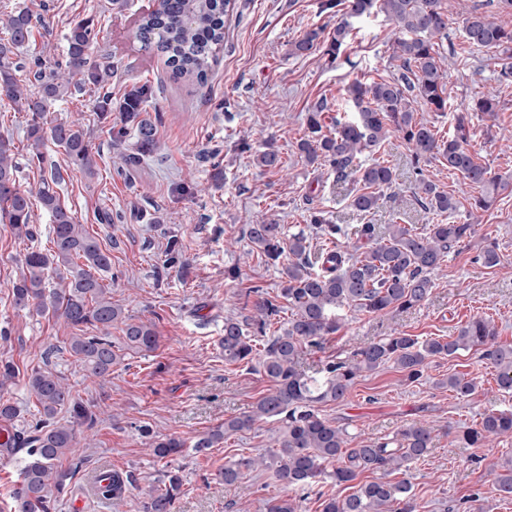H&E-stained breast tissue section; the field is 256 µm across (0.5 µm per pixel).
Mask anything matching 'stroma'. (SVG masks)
I'll use <instances>...</instances> for the list:
<instances>
[{"label":"stroma","instance_id":"stroma-1","mask_svg":"<svg viewBox=\"0 0 512 512\" xmlns=\"http://www.w3.org/2000/svg\"><path fill=\"white\" fill-rule=\"evenodd\" d=\"M44 1L47 28L36 32L34 48L46 66L62 60L69 23L90 17L98 32L94 54L112 67L113 104H120L136 84L147 82L157 90V108L145 114L155 127V142L137 171H128L123 163L126 154L135 152L136 138L131 133L119 136L122 113L102 114L86 90L58 102L48 117L80 120L97 153L96 176L89 179L68 167L61 148L50 144L45 150L46 166L63 173L56 187L61 202L112 255V273L103 284L113 303L132 320L153 323L159 336L155 351L125 349L120 327H113L120 359L109 375L90 376L68 351L70 328L16 307L12 288L21 275L27 243L0 221V329L8 332L0 338V358L19 368L6 393L20 409L21 422L33 421L36 399L26 376L48 363L98 418L94 429L77 427L74 453L62 463L75 475L50 512H143L167 466L140 434L145 424L186 444L182 455L168 464L182 481L174 512H267L270 500L290 494L270 471L247 473L231 486L220 473L239 456L273 450L275 424L259 422L215 447L194 448L197 439L226 417L251 411L269 387L260 367L225 363L219 346L225 316L242 310L244 288L258 285L274 293L281 286L278 268L259 263L245 228L260 214L295 232L308 227L316 209L335 224L359 223L348 206L351 184L336 183L325 167L305 163L297 143L307 133L306 115L316 103L349 111L345 89L353 79L398 74L395 29L380 14L354 21L341 61L331 64L316 52L304 57L288 53L290 42L308 28L332 32L336 19L321 10V0H236L219 62L207 83L198 85L173 78L163 57L140 41L137 19L155 7V0H127L121 12L109 0ZM447 6L449 108L424 111L420 117L444 134L475 97L496 94V120L473 117L470 145L508 187L487 211L474 213V188L438 163L429 164L427 171L441 189L461 202L455 222L474 224L471 245L449 255L421 306L396 316L348 311L321 351L304 354V365L395 332L421 339L446 336L480 316L493 320L499 341L512 344V147L504 145L505 138H512V83L498 82L493 60L465 42L459 0H447ZM28 119L20 105L0 98V137L15 147L25 189L38 187L41 179L39 169L27 164ZM268 147L286 160L283 172L256 165L255 152ZM378 156L397 169L399 179L394 190L383 193L373 223H391L398 212L404 223L419 228L432 223V214L413 198L411 156L401 135L391 134ZM174 237L182 262L172 267L168 247ZM490 242L497 244L505 268L473 263L477 247ZM234 265L241 276L233 282L224 271ZM454 372L476 381L472 397L463 400L436 387L438 378ZM510 408L512 393L499 389L495 369L480 352L470 350L453 359H431L415 382L406 381L393 366L381 367L358 378L343 403L320 405L319 412L348 423L361 442L394 434L413 422L438 429L428 454L405 473L417 512H448L454 505L465 512H512V497L501 495L493 473L512 457V436L476 448L460 447L454 436L460 427L477 425L485 413ZM107 464L134 479L116 505L93 497L88 488L91 475ZM78 501L83 504L79 510L74 507Z\"/></svg>","mask_w":512,"mask_h":512}]
</instances>
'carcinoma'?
Masks as SVG:
<instances>
[{
    "label": "carcinoma",
    "mask_w": 512,
    "mask_h": 512,
    "mask_svg": "<svg viewBox=\"0 0 512 512\" xmlns=\"http://www.w3.org/2000/svg\"><path fill=\"white\" fill-rule=\"evenodd\" d=\"M496 18L480 8L471 9L464 19V35L470 46L490 55L497 66L500 82L512 81V0H491ZM322 7L334 9L336 27L329 36L321 27L305 30L290 43L289 54L308 56L322 51L330 62L338 60L341 48L353 30L352 20L382 13L395 27L398 37L393 57L400 61L402 73L389 79L362 82L353 80L346 96L353 111L326 117L328 107L320 104L308 112V133L297 149L309 164L323 161L336 182L353 180L361 185L349 206L367 215L378 207L381 193L396 185L398 175L385 162L364 163L362 157L381 148L397 131L410 145L415 175L414 198L426 211L442 216L457 211L461 202L426 177L421 167L433 160L459 176L471 187L488 193L506 189L508 183L491 175L476 153L468 149L469 116L456 117L452 132L440 136L434 126L415 118L417 109L448 111L449 93L445 56L440 44L448 38V8L444 0H323ZM234 9V0H164L160 7L138 20L142 41L155 47L165 58L176 79L203 83L224 45V17ZM41 17L26 6L0 14V96L22 104L28 112V162L45 161L47 143L63 149L68 165L86 177L97 174L94 147L83 128L74 121L51 124L50 108L89 87L97 94L98 108H112L110 66L92 58L98 32L92 18L70 23L65 35V60L45 72L41 58L21 57L29 48ZM24 72L28 79H17ZM156 105L152 85L131 89L120 110L137 136V149H151L155 138L153 124L140 118ZM472 111L488 120L497 116L495 99L482 95ZM10 141L0 140V215L19 239L34 237V203L49 216L52 247L48 252L33 249L24 254L23 272L13 286L15 304L38 317L51 316L78 330L92 326L98 335L72 336L70 352L92 376L112 371L119 355L110 330L120 323L127 348L152 352L158 346L153 324L133 321L121 306L112 303L102 276L111 272L112 257L97 239L75 221L70 209L61 203L53 186L63 180L60 169L42 176L37 190H23L18 184L20 164ZM256 164L268 171H281L278 152L269 149L256 155ZM321 245L312 246L302 230L289 235L284 225L258 218L248 225L249 241L260 251L265 264L277 265L283 255L288 264L281 269L283 286L274 294H262L260 287L246 295L257 299L249 315L224 317V336L220 345L224 362L249 363L256 351L255 342L266 338L267 330L281 323L277 334L268 339L259 354V365L271 388L253 410L224 419L194 443L197 450L212 448L232 433L250 429L256 421L278 424L275 451L259 457H241L224 466V483L233 484L257 468L274 472L277 480L291 490L305 489L316 482L348 484L359 476L375 475L370 481L353 486L346 497L330 496L322 502V512H416L413 486L407 479L392 482L386 476L409 468L431 448L435 430L413 423L391 437L350 447L348 427L323 418L316 405L345 400L355 380L391 363L406 379L423 377L435 357H457L477 349L497 371L499 389L512 391V344L497 342L491 322L478 317L461 326L457 333L419 340L416 336L393 334L370 341L344 357L327 361L309 374L300 359L304 351L321 346L325 337L338 331L346 309L369 314L403 313L421 305L434 286L431 274L445 258L475 235L472 224H433L419 232L409 224H357L351 228L333 224L322 212L311 215ZM84 260L80 265L77 260ZM474 263L486 268L504 267V262L489 243L476 251ZM290 317L280 322L281 314ZM27 385L39 406L38 419L27 430L14 422L20 410L0 397V453L13 455L21 450L26 458L20 472L19 487L13 493V512H50L51 503L66 488L68 473L61 462L75 447L74 426L91 429L96 416L75 398L64 378L51 368L32 370ZM435 385L465 399L475 392V383L460 373L439 379ZM69 414L66 423L58 415ZM512 434V412L492 411L474 427L458 435L465 448L485 445L493 438ZM184 443L176 437L157 438L153 455L159 459L182 452ZM166 485L150 495L144 512H174L181 481L177 473L163 474ZM495 482L505 496L512 495V460L499 465ZM129 477L112 473V485L101 496L117 503L123 500ZM268 512H299L295 498H274Z\"/></svg>",
    "instance_id": "carcinoma-1"
}]
</instances>
